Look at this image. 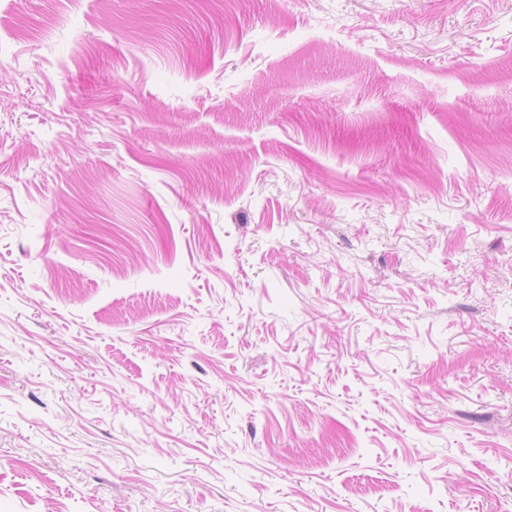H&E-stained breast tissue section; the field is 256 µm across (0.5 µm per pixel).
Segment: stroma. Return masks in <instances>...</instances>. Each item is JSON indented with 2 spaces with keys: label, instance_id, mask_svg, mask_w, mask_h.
<instances>
[{
  "label": "stroma",
  "instance_id": "35a3bbf8",
  "mask_svg": "<svg viewBox=\"0 0 512 512\" xmlns=\"http://www.w3.org/2000/svg\"><path fill=\"white\" fill-rule=\"evenodd\" d=\"M512 0H0V512H512Z\"/></svg>",
  "mask_w": 512,
  "mask_h": 512
}]
</instances>
